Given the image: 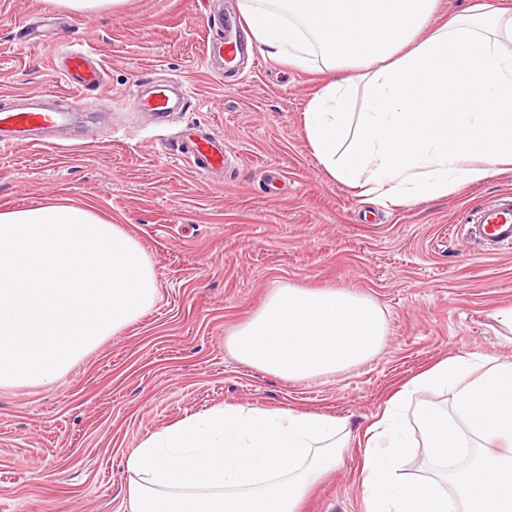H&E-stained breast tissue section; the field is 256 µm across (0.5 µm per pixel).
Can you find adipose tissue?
Here are the masks:
<instances>
[{
    "label": "adipose tissue",
    "instance_id": "obj_1",
    "mask_svg": "<svg viewBox=\"0 0 512 512\" xmlns=\"http://www.w3.org/2000/svg\"><path fill=\"white\" fill-rule=\"evenodd\" d=\"M438 0H241L248 41L288 66L343 71L304 124L325 172L359 195L447 196L512 166V9L483 0L433 24ZM152 266L122 225L86 204L0 208V387L51 384L148 312ZM433 476L402 479L404 398ZM344 421L224 406L168 425L125 459L129 512H298L336 470ZM494 443L448 469L471 439ZM451 490H444V483ZM365 512H512V361L451 357L404 385L371 428Z\"/></svg>",
    "mask_w": 512,
    "mask_h": 512
}]
</instances>
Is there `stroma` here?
<instances>
[{
  "label": "stroma",
  "mask_w": 512,
  "mask_h": 512,
  "mask_svg": "<svg viewBox=\"0 0 512 512\" xmlns=\"http://www.w3.org/2000/svg\"><path fill=\"white\" fill-rule=\"evenodd\" d=\"M240 0H124L86 22L55 0H0V106L58 95L57 45L78 42L104 68L100 133L68 146L0 150V207L48 200L93 206L150 260L154 307L51 385L0 387V512H129L123 461L150 434L227 404L316 410L352 437L302 512H364L366 432L417 374L449 356L512 360V252L488 255L462 226L512 171L447 197L381 206L332 180L303 114L323 74L249 46L238 73L207 64L223 10ZM50 18L39 39L17 28ZM155 75L192 105L155 127L132 104ZM195 128L223 138L232 161L199 177L171 147ZM342 289L384 314L380 352L353 369L288 380L239 361L228 339L276 290Z\"/></svg>",
  "instance_id": "1"
}]
</instances>
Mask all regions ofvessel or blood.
<instances>
[{"mask_svg":"<svg viewBox=\"0 0 512 512\" xmlns=\"http://www.w3.org/2000/svg\"><path fill=\"white\" fill-rule=\"evenodd\" d=\"M223 39L207 46L209 59H220L223 66H230L243 54L245 45L230 19H223ZM60 61L58 73L71 89L66 103L52 109H24L9 107L0 110V145L9 147L30 142L34 133L69 128L77 111L101 112L104 104L88 97L90 88L99 85L103 68L93 62L92 52L83 48L61 47L55 52ZM139 111L158 117L171 111V99L166 85H153L149 94L135 95ZM178 154L194 172L205 179L212 178L224 169L226 152L224 142L213 136L181 134L176 138ZM467 234L482 249L495 253L512 247V197H495L472 212L466 221Z\"/></svg>","mask_w":512,"mask_h":512,"instance_id":"vessel-or-blood-1","label":"vessel or blood"}]
</instances>
